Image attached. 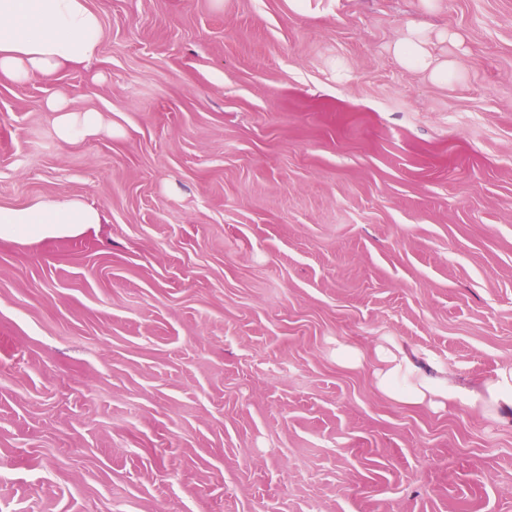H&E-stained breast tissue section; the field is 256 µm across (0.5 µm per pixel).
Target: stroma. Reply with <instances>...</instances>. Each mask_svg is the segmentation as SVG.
<instances>
[{
	"mask_svg": "<svg viewBox=\"0 0 512 512\" xmlns=\"http://www.w3.org/2000/svg\"><path fill=\"white\" fill-rule=\"evenodd\" d=\"M90 3L98 59L0 74V206L101 216L0 241V512H512V419L374 378L512 368V0ZM393 53L404 67L428 72L432 79L438 81L448 78V68L458 67L457 63L437 60L431 54L426 38L417 29L409 30L407 35L398 40ZM48 109L56 113V135L63 145H72L95 136L105 126V119L101 112L71 110L63 100H50ZM100 221L96 209L61 194L24 208L0 207V239L25 242L74 235Z\"/></svg>",
	"mask_w": 512,
	"mask_h": 512,
	"instance_id": "1",
	"label": "stroma"
}]
</instances>
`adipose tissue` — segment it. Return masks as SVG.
<instances>
[{
    "label": "adipose tissue",
    "mask_w": 512,
    "mask_h": 512,
    "mask_svg": "<svg viewBox=\"0 0 512 512\" xmlns=\"http://www.w3.org/2000/svg\"><path fill=\"white\" fill-rule=\"evenodd\" d=\"M103 37L101 17L89 0H0V73L15 80L50 79L65 67L89 62L99 56ZM393 53L404 67L438 81L448 77V62L431 54L419 30H409ZM48 108L56 114V135L65 145L95 136L105 126L95 110L75 111L61 100L49 101ZM99 221L96 209L61 194L24 208L0 207V239L25 242L74 235ZM377 356V385L394 400L410 405L448 400L482 414L512 408V371L467 390L420 375L409 360L385 348H378Z\"/></svg>",
    "instance_id": "adipose-tissue-1"
}]
</instances>
